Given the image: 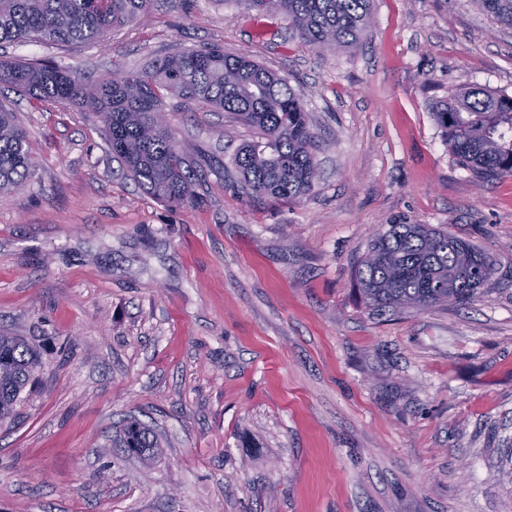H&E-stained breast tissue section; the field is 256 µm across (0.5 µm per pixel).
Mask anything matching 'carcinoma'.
<instances>
[{
	"label": "carcinoma",
	"instance_id": "cac0c4a2",
	"mask_svg": "<svg viewBox=\"0 0 512 512\" xmlns=\"http://www.w3.org/2000/svg\"><path fill=\"white\" fill-rule=\"evenodd\" d=\"M259 13L280 11L299 37L317 48L350 47L371 25L370 0H241ZM512 28V0H472ZM150 0H0V43L29 39L94 44L148 15ZM34 104H78L102 124L112 155L145 192L168 203L193 197L200 171L154 114L167 96L223 110L255 130L233 159L227 187L252 198L297 200L314 188L315 134L310 113L288 80L219 48L181 52L93 85L51 63L0 59V87ZM457 162L480 180L512 177V95L481 87L458 90L432 105ZM37 167L26 132L0 104V198L22 188ZM479 248L427 224H388L355 269L356 291L376 315L474 301L491 274ZM38 367L19 336L0 332V426L15 417L20 394ZM118 448L149 460L161 448L157 434L135 417L113 437Z\"/></svg>",
	"mask_w": 512,
	"mask_h": 512
}]
</instances>
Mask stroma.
<instances>
[{
    "label": "stroma",
    "instance_id": "obj_1",
    "mask_svg": "<svg viewBox=\"0 0 512 512\" xmlns=\"http://www.w3.org/2000/svg\"><path fill=\"white\" fill-rule=\"evenodd\" d=\"M362 43L317 49L240 0H153L93 45H0L89 82L219 46L286 77L319 172L292 202L224 186L247 126L165 103L204 174L170 206L78 105L15 113L37 167L0 201V330L41 368L0 427V512H512V179L482 182L431 107L512 94V29L470 0H372ZM385 224L484 250L474 302L384 316L352 272ZM137 415L165 448L113 447Z\"/></svg>",
    "mask_w": 512,
    "mask_h": 512
}]
</instances>
